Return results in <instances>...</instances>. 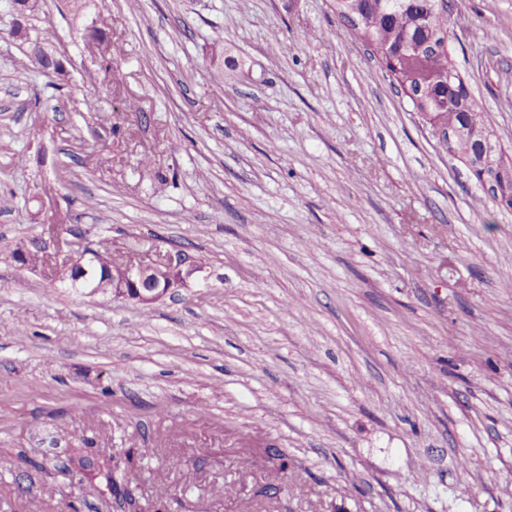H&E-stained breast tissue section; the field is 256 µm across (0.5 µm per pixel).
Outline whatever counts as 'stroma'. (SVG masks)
Wrapping results in <instances>:
<instances>
[{
	"mask_svg": "<svg viewBox=\"0 0 512 512\" xmlns=\"http://www.w3.org/2000/svg\"><path fill=\"white\" fill-rule=\"evenodd\" d=\"M47 24L57 87L17 66ZM448 54L512 154V0H456ZM73 227L203 270L81 294ZM83 438L137 450L144 512H512V211L332 0H0V512H113Z\"/></svg>",
	"mask_w": 512,
	"mask_h": 512,
	"instance_id": "1",
	"label": "stroma"
}]
</instances>
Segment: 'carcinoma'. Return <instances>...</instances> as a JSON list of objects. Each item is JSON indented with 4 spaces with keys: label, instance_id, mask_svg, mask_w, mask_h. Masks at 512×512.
<instances>
[{
    "label": "carcinoma",
    "instance_id": "carcinoma-1",
    "mask_svg": "<svg viewBox=\"0 0 512 512\" xmlns=\"http://www.w3.org/2000/svg\"><path fill=\"white\" fill-rule=\"evenodd\" d=\"M334 8L343 33L349 37L353 32L347 27L345 11L356 9L362 14L365 22L359 39L376 52L380 69L391 82L403 89L423 78L427 80L423 98L416 104L419 111L439 112L448 118V125L461 128L481 127L488 122V114L472 100L465 111L448 104V71L453 67L448 51L427 52L441 35L442 18L436 0H335ZM38 37L34 55L39 65L66 77L63 63L46 50L53 36L42 29ZM94 253L95 260L89 266L90 281L110 270L114 260L104 248H96ZM133 457L131 450L120 458L102 448L87 446L73 449L70 463L90 481L104 479L114 499L123 501L129 512H139V499L128 479ZM269 461L277 474L287 473L292 466L288 454L279 448L269 456Z\"/></svg>",
    "mask_w": 512,
    "mask_h": 512
}]
</instances>
